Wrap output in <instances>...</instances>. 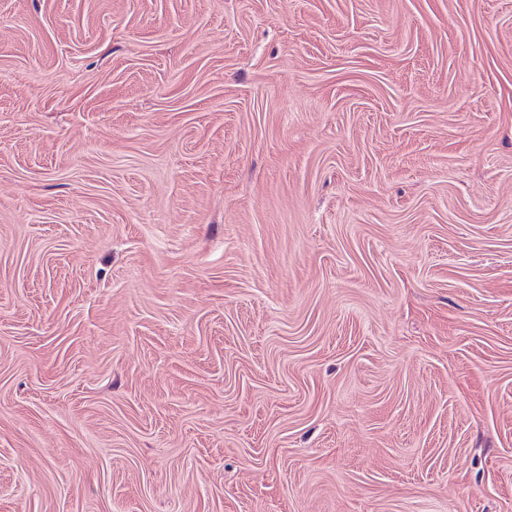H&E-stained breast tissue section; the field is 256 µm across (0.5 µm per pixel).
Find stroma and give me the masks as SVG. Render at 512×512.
<instances>
[{
	"instance_id": "obj_1",
	"label": "stroma",
	"mask_w": 512,
	"mask_h": 512,
	"mask_svg": "<svg viewBox=\"0 0 512 512\" xmlns=\"http://www.w3.org/2000/svg\"><path fill=\"white\" fill-rule=\"evenodd\" d=\"M0 512H512V0H0Z\"/></svg>"
}]
</instances>
